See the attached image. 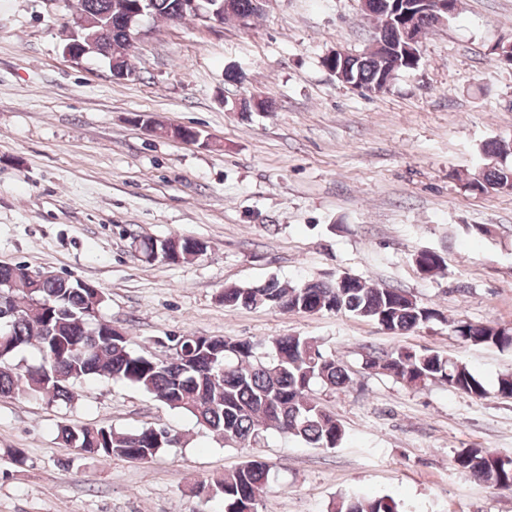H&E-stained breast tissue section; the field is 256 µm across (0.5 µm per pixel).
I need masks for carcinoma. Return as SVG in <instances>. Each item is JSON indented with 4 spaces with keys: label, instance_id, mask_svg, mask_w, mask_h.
<instances>
[{
    "label": "carcinoma",
    "instance_id": "carcinoma-1",
    "mask_svg": "<svg viewBox=\"0 0 512 512\" xmlns=\"http://www.w3.org/2000/svg\"><path fill=\"white\" fill-rule=\"evenodd\" d=\"M130 0H78V9L90 26L78 29L80 40L95 33L109 41L111 57L129 63L128 51L137 30L128 26L126 4ZM149 16L180 21L190 15L185 0H149ZM256 15L252 0H233L232 13L224 20ZM361 88L376 83L381 72L374 55L349 56L344 61ZM483 179L497 186L512 179V165L495 159L496 144L482 146ZM169 251L172 264L190 263L201 251L190 237L134 242L135 256L155 261L154 254ZM417 270L430 275L444 270L436 251L413 254ZM0 396H24L49 404L70 406L73 386L89 378L131 384L168 409L191 418L196 425L224 438V444L253 448L273 431L315 448H336L345 428L315 397L317 389H343L353 382L349 367L310 338L299 335L263 339H232L185 332L166 337L169 354L159 359L131 351L127 334L100 319L106 302L103 291H89L76 281L55 275L29 277L24 266H0ZM229 308L265 306L283 313L300 311L348 313L373 321L403 336L433 321L438 310L417 301L400 288L369 285L351 276L342 284L315 281L282 285L270 279L252 287H227L222 294ZM448 329L473 345L512 348V330L490 324L453 320ZM34 350L38 360L28 364L18 355ZM364 369L385 374L411 390L440 382L473 399H484L488 390L464 363L432 350L399 346L389 352L362 354ZM60 441L84 458L127 461L151 460L167 448L186 445L185 438L170 428L143 426L118 431L108 427L57 428ZM456 470L476 481L512 491V459L483 448H462L453 456ZM270 482V466L254 453L234 469L212 481L192 484L196 496L218 497L224 512H249L263 504ZM330 512H401L390 495L368 497L348 492L332 503Z\"/></svg>",
    "mask_w": 512,
    "mask_h": 512
}]
</instances>
